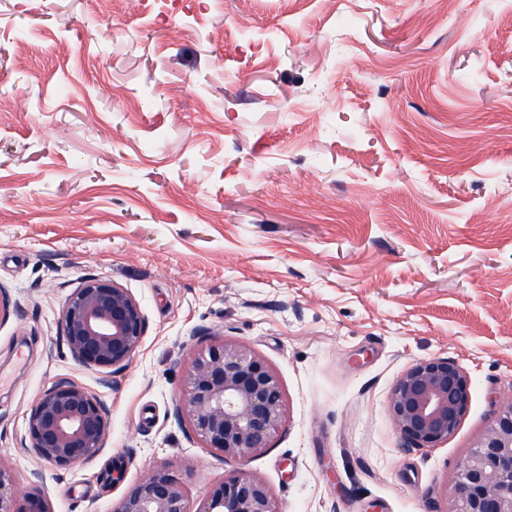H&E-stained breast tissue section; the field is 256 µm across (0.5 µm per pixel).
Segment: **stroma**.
<instances>
[{
    "label": "stroma",
    "mask_w": 512,
    "mask_h": 512,
    "mask_svg": "<svg viewBox=\"0 0 512 512\" xmlns=\"http://www.w3.org/2000/svg\"><path fill=\"white\" fill-rule=\"evenodd\" d=\"M0 97L28 102L0 112V453L20 485L54 512H112L165 465L196 500L245 469L283 512H445L512 394V0H0ZM89 277L142 307L126 368L62 341ZM215 334L287 399L273 448L244 461L174 418ZM432 357L467 371L469 408L448 441L404 448L390 393ZM63 378L108 421L70 467L27 430Z\"/></svg>",
    "instance_id": "obj_1"
}]
</instances>
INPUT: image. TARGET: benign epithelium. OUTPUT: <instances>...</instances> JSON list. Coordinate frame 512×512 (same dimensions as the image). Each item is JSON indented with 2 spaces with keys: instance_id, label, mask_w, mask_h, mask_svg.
I'll list each match as a JSON object with an SVG mask.
<instances>
[{
  "instance_id": "7a95c632",
  "label": "benign epithelium",
  "mask_w": 512,
  "mask_h": 512,
  "mask_svg": "<svg viewBox=\"0 0 512 512\" xmlns=\"http://www.w3.org/2000/svg\"><path fill=\"white\" fill-rule=\"evenodd\" d=\"M139 302L111 281H84L67 298L59 318L71 356L86 367L123 369L143 338ZM471 380L446 358L415 362L396 381L390 411L401 447L433 448L459 427L470 401ZM204 447L227 458L248 459L272 448L286 415L275 371L255 351L217 339L193 353L174 408ZM107 430L106 409L86 387L61 379L36 400L29 419L30 447L42 460L69 467L95 457ZM0 512H53L36 483L17 489L11 462L0 455ZM114 512H282L267 483L240 471L215 485L193 508L190 489L171 466L130 486ZM446 512H512V395L461 460Z\"/></svg>"
}]
</instances>
